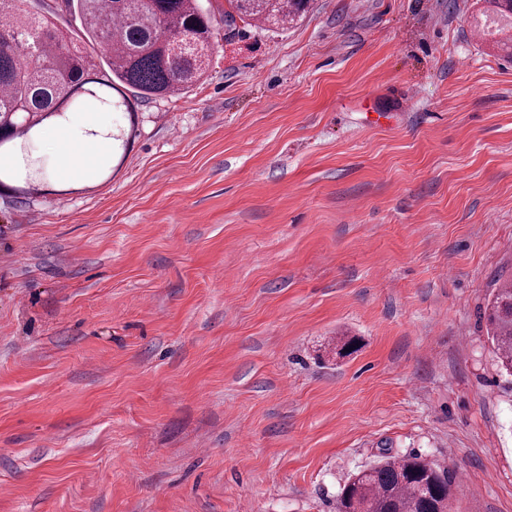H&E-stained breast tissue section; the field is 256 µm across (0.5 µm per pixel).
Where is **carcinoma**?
<instances>
[{
	"label": "carcinoma",
	"mask_w": 512,
	"mask_h": 512,
	"mask_svg": "<svg viewBox=\"0 0 512 512\" xmlns=\"http://www.w3.org/2000/svg\"><path fill=\"white\" fill-rule=\"evenodd\" d=\"M0 0V152L17 142L24 173L0 166L3 179L32 190L42 180V160L31 149L36 130L66 116L79 100L112 112H135L125 90L142 98L171 97L198 84L209 65L211 9L203 0H58L37 13ZM224 28L237 21L288 26L309 0H227ZM70 15L75 27L64 20ZM112 149L126 150L118 125L92 132ZM486 331L500 369L512 376V280L494 288L484 311ZM458 477L418 455H384L351 475L337 512H448Z\"/></svg>",
	"instance_id": "1"
}]
</instances>
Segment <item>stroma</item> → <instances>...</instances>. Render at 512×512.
Wrapping results in <instances>:
<instances>
[{
	"label": "stroma",
	"instance_id": "stroma-1",
	"mask_svg": "<svg viewBox=\"0 0 512 512\" xmlns=\"http://www.w3.org/2000/svg\"><path fill=\"white\" fill-rule=\"evenodd\" d=\"M210 4L200 83L89 109L126 151L0 191V512H336L385 453L512 512V27L312 0L228 41ZM483 316L500 369L512 376V279L494 288Z\"/></svg>",
	"mask_w": 512,
	"mask_h": 512
}]
</instances>
